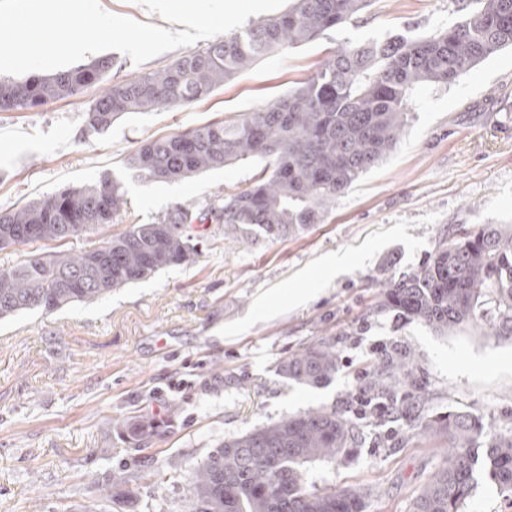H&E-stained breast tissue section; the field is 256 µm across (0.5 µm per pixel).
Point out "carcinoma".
<instances>
[{
	"label": "carcinoma",
	"instance_id": "1",
	"mask_svg": "<svg viewBox=\"0 0 512 512\" xmlns=\"http://www.w3.org/2000/svg\"><path fill=\"white\" fill-rule=\"evenodd\" d=\"M370 0H294L282 14L251 24L191 51L162 69L113 84L87 112L106 128L121 116L185 106L209 96L255 60L315 41L362 13ZM462 20L417 37L350 43L331 53L287 97L237 122H213L147 140L125 167L152 182H170L255 159L261 171L248 187L222 193L204 207L177 205L149 224L100 232L127 204L123 184L109 176L81 189L64 186L43 200L0 212V251L35 242L85 238L77 254L32 255L0 269V318L92 303L157 272L189 266L200 255L195 224H222L252 241L297 237L318 224L337 196L396 146L406 125L411 91L453 85L478 63L512 46V0H455ZM112 68L90 64L23 80H0V112L28 110L96 84ZM380 307L398 310L440 332L494 314L497 334L512 335V229L479 224L442 242L417 270L389 282ZM336 348L320 342L281 365L289 380L317 386L336 374ZM161 422L133 423L136 445ZM448 436V454L410 512H461L477 465L512 494V433L484 438L481 420L450 412L428 423ZM348 420L310 410L221 443L189 475V512H364L357 489L311 490L305 474L316 461H334L350 447Z\"/></svg>",
	"mask_w": 512,
	"mask_h": 512
}]
</instances>
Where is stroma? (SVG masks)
Returning <instances> with one entry per match:
<instances>
[{
	"instance_id": "35a3bbf8",
	"label": "stroma",
	"mask_w": 512,
	"mask_h": 512,
	"mask_svg": "<svg viewBox=\"0 0 512 512\" xmlns=\"http://www.w3.org/2000/svg\"><path fill=\"white\" fill-rule=\"evenodd\" d=\"M454 0H372L314 42L273 52L187 106L87 127L103 87L155 71L183 49L140 64L111 52L103 84L45 106L0 112V211L118 178L126 210L110 227L149 223L178 204L203 205L248 186L252 160L169 183L138 179L124 158L150 138L234 121L293 91L337 48L445 29ZM476 224L512 225V49L451 86L411 94L396 148L333 201L304 234L247 242L211 226L194 265L174 267L93 303L0 318V512H84L112 498L122 469L135 512H187L188 474L224 440L283 415L333 409L353 424L336 461L307 470L313 489L358 487L365 512H409L446 456L428 420L480 417L486 435L512 430V335L491 316L441 333L378 308L386 284L417 269L439 243ZM345 257L336 276L326 262ZM326 341L338 369L302 386L282 362ZM163 421L142 446L131 423ZM464 512H512L487 474Z\"/></svg>"
}]
</instances>
